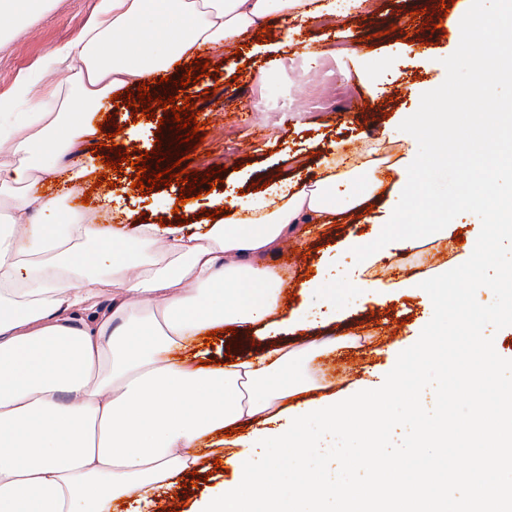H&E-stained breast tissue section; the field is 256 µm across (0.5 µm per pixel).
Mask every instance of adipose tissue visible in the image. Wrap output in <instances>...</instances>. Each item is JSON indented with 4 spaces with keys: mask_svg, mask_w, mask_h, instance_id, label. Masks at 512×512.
<instances>
[{
    "mask_svg": "<svg viewBox=\"0 0 512 512\" xmlns=\"http://www.w3.org/2000/svg\"><path fill=\"white\" fill-rule=\"evenodd\" d=\"M51 0H0V44L44 15ZM334 0H101L95 16L44 60L38 76L0 98V512H157L163 492L199 469L205 447L235 425L280 428L277 416L330 384L310 367L346 338L302 347L278 342L307 332L344 306L329 290L335 264L305 282L315 308H288L294 272L277 262L304 225L334 223L384 195L420 198V160L380 174L391 134L345 154L329 146L314 177L273 182L230 201L226 217L164 228L114 215V228L85 223L68 207L87 172L83 146L98 130L83 116L121 88L151 81L195 49H231L272 20L324 22ZM65 80L50 82V75ZM471 150L482 162L458 192L425 205L421 231L396 211L372 238L344 252L375 263L413 248L418 233L444 237L447 222L481 213L512 223L498 193L512 170L496 130ZM62 193L34 195L61 159ZM32 222L27 234L17 225ZM224 326L268 344L208 364L200 342Z\"/></svg>",
    "mask_w": 512,
    "mask_h": 512,
    "instance_id": "adipose-tissue-1",
    "label": "adipose tissue"
}]
</instances>
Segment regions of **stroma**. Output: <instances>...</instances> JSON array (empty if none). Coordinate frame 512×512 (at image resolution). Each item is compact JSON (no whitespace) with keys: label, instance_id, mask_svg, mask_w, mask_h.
<instances>
[{"label":"stroma","instance_id":"1","mask_svg":"<svg viewBox=\"0 0 512 512\" xmlns=\"http://www.w3.org/2000/svg\"><path fill=\"white\" fill-rule=\"evenodd\" d=\"M98 2L52 0L49 12L27 25L13 41L1 45L0 97L10 96L18 82L34 72L46 54L70 41L92 19ZM428 8L429 0H376V7L370 12L340 5L330 24L307 23L298 34L289 36L273 21L268 26V37L261 40L248 37L242 53L222 54L204 49L196 57L182 59L179 68L183 71L197 61L209 62L219 69L217 77L202 78L190 89L199 112L203 143L197 147L180 142L169 153L170 161L202 174L209 171L206 157L223 158L219 182L200 186L201 209L209 213L220 210L225 193L242 198L255 193L264 180L290 177V170L282 162L287 152L299 153L311 168L330 143L344 142L352 148L360 145L362 139L398 127L410 112L418 109L423 93L443 83L446 70L442 61L459 45L454 30L432 31ZM408 22L425 39V46L408 48L399 32L400 26ZM339 45L347 46L346 54L335 55ZM328 59L332 60L337 77L351 84L352 97L338 100L330 110L291 111L294 80L290 73L281 70V63L288 60L316 69ZM367 99L380 103L386 111L385 117L365 114L363 102ZM335 111L347 113V120H332ZM164 115V109L160 108L154 118L133 119L130 107L110 96L86 112L85 120L92 125L102 124L107 134L113 127H122L116 149L134 156L141 151L156 152L157 129ZM86 148L99 155L101 162L86 174L81 192L68 200L69 207L78 213L87 206L95 211L102 207L105 189L98 186L97 179L112 152L94 141L87 143ZM135 180L133 168L123 166L118 179L122 206L143 214L148 222L170 219L173 215L170 202L178 198L179 186L163 185L144 195L135 188ZM396 209L407 210L411 220L421 218L415 204L386 197L374 203L370 222L360 223L352 218L325 229L312 224L304 234L290 238L288 245L293 254L289 265L297 280L291 289L293 304L302 301L298 283L305 280L307 269H318L333 254L339 255L340 265L346 268V278L341 284L343 291H350L360 277L391 287L392 280L381 265L362 270L353 266L350 258L340 256L339 251L348 237H368L373 225L386 223ZM480 229L476 217L449 225L447 241L427 242L417 248L412 259L422 272L436 267L453 269L469 259ZM431 318L423 296L418 294L384 304L354 299L342 316L319 328L317 334L334 338L356 332L372 337L370 346L340 349L336 357L343 365L354 361L365 368H376L383 377L393 369L399 353L412 346ZM234 450L233 438H225L223 450H210V460L204 466L206 475L197 486L166 493L164 506L175 507L176 512H191L202 496L232 482V474L216 467L214 461L221 452Z\"/></svg>","mask_w":512,"mask_h":512}]
</instances>
